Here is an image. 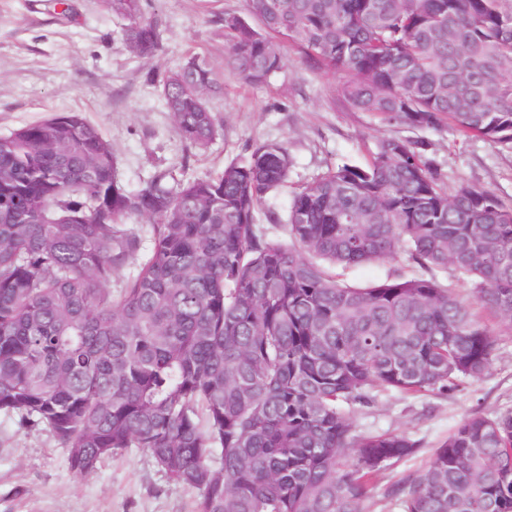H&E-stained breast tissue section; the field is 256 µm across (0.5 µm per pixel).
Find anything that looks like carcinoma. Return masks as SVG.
<instances>
[{
    "instance_id": "obj_1",
    "label": "carcinoma",
    "mask_w": 512,
    "mask_h": 512,
    "mask_svg": "<svg viewBox=\"0 0 512 512\" xmlns=\"http://www.w3.org/2000/svg\"><path fill=\"white\" fill-rule=\"evenodd\" d=\"M138 56L160 47L144 0H103ZM222 21L248 84L283 43L340 75L339 95L391 125L512 144V0H246ZM224 86L186 57L161 97L188 145L215 138ZM423 143L381 140L289 202L288 242L255 224L293 165L278 142L206 178L130 190L80 112L0 137V412L46 427L88 474L142 448L193 489L197 512H364L368 485L416 454L406 434L357 432L346 408L377 390H451L489 369L494 333L432 276L453 268L512 327V206L448 195ZM151 250L118 294L112 277ZM405 255L424 273L368 288L331 269ZM403 512H512V413L463 419ZM127 224H138V227L141 229V251L139 252L137 260L134 264L126 266L114 276L111 284L113 292L119 290V287L123 284V282L136 274L139 263L147 257L148 251L151 247V238L149 233L150 223L138 217H131L127 220Z\"/></svg>"
}]
</instances>
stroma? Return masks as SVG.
Instances as JSON below:
<instances>
[{
  "instance_id": "obj_1",
  "label": "stroma",
  "mask_w": 512,
  "mask_h": 512,
  "mask_svg": "<svg viewBox=\"0 0 512 512\" xmlns=\"http://www.w3.org/2000/svg\"><path fill=\"white\" fill-rule=\"evenodd\" d=\"M245 14V0H145L159 19L161 49L143 58L122 38L124 19L101 0H0V136L63 112L84 113L112 145L117 178L130 189L160 172L176 179L205 178L246 157L264 142L283 144L293 159L285 186L260 205L256 222L269 239L281 238L293 191L328 167L367 163L381 139L424 142L425 161L440 184L490 190L512 204V146L463 136L454 125H389L358 112L337 92L338 76L286 45L283 69L268 83L250 85L225 63L224 13ZM190 53L205 56L224 84L211 106L218 134L207 149H189L160 101L162 81ZM406 257L336 268L360 287L419 274ZM439 282L468 304L496 335L487 374L457 389L405 396L381 391L350 408L358 432H397L418 441L412 458L385 470L368 488L367 512H401L390 490L415 477L435 448L467 415L512 412V328L478 299L473 284L454 270ZM197 495L173 482L142 449L103 458L88 475L70 471L67 453L42 427L0 413V512H196Z\"/></svg>"
}]
</instances>
